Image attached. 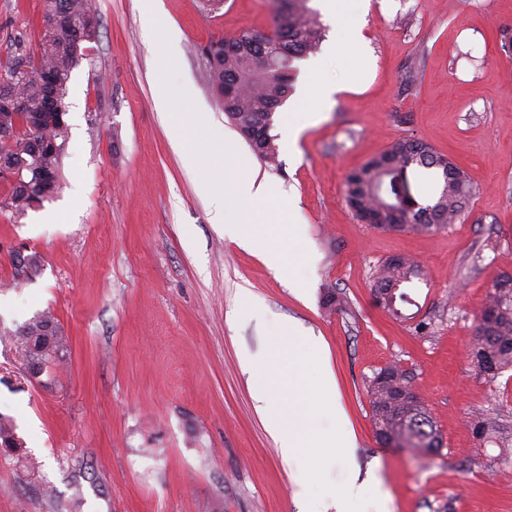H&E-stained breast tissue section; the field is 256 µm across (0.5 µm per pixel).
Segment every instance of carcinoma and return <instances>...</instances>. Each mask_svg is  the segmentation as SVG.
Segmentation results:
<instances>
[{"mask_svg": "<svg viewBox=\"0 0 512 512\" xmlns=\"http://www.w3.org/2000/svg\"><path fill=\"white\" fill-rule=\"evenodd\" d=\"M275 15L269 36L262 31L243 29L229 39L209 42L202 50L207 60L213 90L227 87L232 94L224 103V112L234 125L258 132L255 154L272 164L277 159L275 136L265 135L261 118L274 117L293 88L294 61L315 53L325 37V28L309 0H275ZM59 12L63 19L55 31L41 37L37 55L25 59L9 53L0 55V115L14 126L13 138L0 139V161H44L51 175L31 187L9 184L7 203L17 214L51 199L59 189L60 153L50 150L52 143L63 146L67 129L45 130L37 118V106L44 101L49 84L59 92V104L71 72L77 65L75 55L96 41L100 17L94 0H44L43 15ZM20 102L29 104L21 109ZM422 168L435 171L438 187L431 202L415 209L407 208L387 192L393 178L392 168ZM472 191L465 172L420 140L397 141L379 156L354 168L346 181V203L361 218L366 212L381 216L379 229H406L427 232L461 220ZM418 276L417 264L396 255L376 270L379 297L392 315H398L396 301L410 302L408 294L397 290ZM323 306L330 312H346L347 300L329 288L323 294ZM26 361H34V376L54 366L67 351L68 340L57 322L44 313L28 320L17 332ZM472 361L481 375L493 378L512 369V275L503 274L489 292L479 317ZM413 374L400 363L382 367L369 380L371 417L377 443L394 442L408 448L436 452L440 435L432 416L424 406L410 415L393 405V395L412 385ZM473 433L482 444L497 443L500 431L494 421L479 416ZM0 448L15 451L20 440L14 424L0 417Z\"/></svg>", "mask_w": 512, "mask_h": 512, "instance_id": "obj_1", "label": "carcinoma"}]
</instances>
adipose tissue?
Here are the masks:
<instances>
[{"mask_svg":"<svg viewBox=\"0 0 512 512\" xmlns=\"http://www.w3.org/2000/svg\"><path fill=\"white\" fill-rule=\"evenodd\" d=\"M325 9L336 23L338 40L329 49V57L341 55L347 48L362 47L364 38L354 18L348 17L344 0H325ZM362 83L360 73H352L347 85L327 81L320 63H313L303 77V89L297 99V109L309 108L312 98L330 100L342 89H355ZM232 144L224 146V171L217 182L224 188L230 210L239 215L238 221L218 216L225 232L234 234L238 244L247 250L266 252L272 224L283 221L287 201L278 186L258 178L257 174L243 170L233 160Z\"/></svg>","mask_w":512,"mask_h":512,"instance_id":"adipose-tissue-1","label":"adipose tissue"}]
</instances>
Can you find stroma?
Here are the masks:
<instances>
[{
	"instance_id": "obj_1",
	"label": "stroma",
	"mask_w": 512,
	"mask_h": 512,
	"mask_svg": "<svg viewBox=\"0 0 512 512\" xmlns=\"http://www.w3.org/2000/svg\"><path fill=\"white\" fill-rule=\"evenodd\" d=\"M43 0H0V51L35 53ZM96 42L73 69L60 189L25 214L0 183V415L22 447L0 454V512H301L302 459L283 461L256 411L244 354L264 355L279 322L318 339L336 379L340 418L321 427L353 441L325 470L351 469L374 493L360 512H512V467L479 449L470 421L491 414L512 435V370L479 375L470 345L496 278L512 274V0H366L367 46L327 68L356 91L322 104L295 148L268 165L224 113L202 46L272 27L273 0H95ZM179 37L167 42L161 27ZM168 84L173 111L155 92ZM194 124L188 165L174 139ZM232 138L242 167L292 199L291 275L214 224L224 194L204 190ZM415 138L450 156L474 194L461 222L426 233L381 230L348 207L347 173ZM37 254L29 278L15 253ZM409 255L421 275L402 318L380 304L373 272ZM339 289L344 313L322 307ZM250 302H243V292ZM50 313L69 339L64 364L33 377L19 328ZM400 362L440 432L427 454L379 445L367 383Z\"/></svg>"
}]
</instances>
